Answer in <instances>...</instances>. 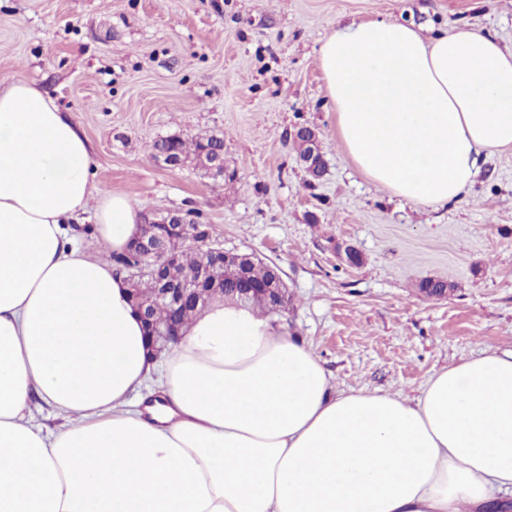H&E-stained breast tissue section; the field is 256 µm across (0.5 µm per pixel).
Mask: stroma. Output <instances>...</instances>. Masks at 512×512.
<instances>
[{"mask_svg":"<svg viewBox=\"0 0 512 512\" xmlns=\"http://www.w3.org/2000/svg\"><path fill=\"white\" fill-rule=\"evenodd\" d=\"M375 18L427 37L465 23L512 50V0H0V83L25 77L78 118L99 187L192 214L225 249L279 267L288 306L270 320L335 389L412 399L449 364L512 349V149L445 207L359 173L336 141L318 49ZM303 126L326 164L318 180L293 139ZM212 133L233 179L152 154L159 138ZM426 279L452 288L426 296Z\"/></svg>","mask_w":512,"mask_h":512,"instance_id":"1","label":"stroma"}]
</instances>
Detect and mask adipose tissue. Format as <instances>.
I'll list each match as a JSON object with an SVG mask.
<instances>
[{"instance_id":"1","label":"adipose tissue","mask_w":512,"mask_h":512,"mask_svg":"<svg viewBox=\"0 0 512 512\" xmlns=\"http://www.w3.org/2000/svg\"><path fill=\"white\" fill-rule=\"evenodd\" d=\"M336 139L394 196L444 205L512 148V51L384 19L319 47ZM79 122L34 83L0 86V512H499L512 490V350L434 373L413 400L333 391L297 338L213 303L151 360L109 254L140 231L95 186ZM93 212L104 253L70 231ZM164 367L147 412L131 392ZM62 417L30 424L32 397Z\"/></svg>"}]
</instances>
